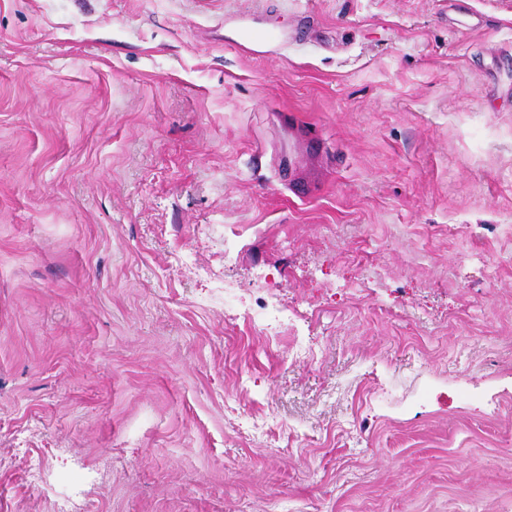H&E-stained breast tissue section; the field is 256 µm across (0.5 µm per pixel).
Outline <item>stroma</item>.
I'll list each match as a JSON object with an SVG mask.
<instances>
[{
	"instance_id": "35a3bbf8",
	"label": "stroma",
	"mask_w": 512,
	"mask_h": 512,
	"mask_svg": "<svg viewBox=\"0 0 512 512\" xmlns=\"http://www.w3.org/2000/svg\"><path fill=\"white\" fill-rule=\"evenodd\" d=\"M66 500L512 512V0H0V512ZM248 320L257 323L260 330L268 336H278L286 323V318L281 311H271L258 317L247 315Z\"/></svg>"
}]
</instances>
